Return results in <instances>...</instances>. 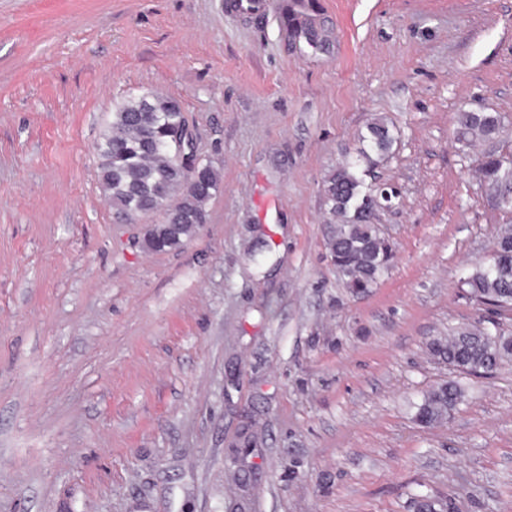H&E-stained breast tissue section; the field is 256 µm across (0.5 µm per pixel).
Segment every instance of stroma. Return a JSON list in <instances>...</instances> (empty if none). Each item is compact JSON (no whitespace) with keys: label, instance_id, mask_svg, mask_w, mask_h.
Segmentation results:
<instances>
[{"label":"stroma","instance_id":"1","mask_svg":"<svg viewBox=\"0 0 512 512\" xmlns=\"http://www.w3.org/2000/svg\"><path fill=\"white\" fill-rule=\"evenodd\" d=\"M0 0V512H512V365L455 378L427 345L478 321L459 286L499 225L476 169L512 158V0H316L327 50L293 53L281 0ZM179 101L221 169L175 250L117 223L95 146L115 102ZM497 112L491 143L458 116ZM397 191L370 292L343 288L325 182ZM363 141H368L371 149L384 153L390 149L394 142V136L383 121L372 122L367 127V136H362ZM465 389L454 379H448L430 388L417 405L415 420L424 427L445 423L465 400Z\"/></svg>","mask_w":512,"mask_h":512}]
</instances>
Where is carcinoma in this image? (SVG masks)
Wrapping results in <instances>:
<instances>
[{"label": "carcinoma", "instance_id": "obj_1", "mask_svg": "<svg viewBox=\"0 0 512 512\" xmlns=\"http://www.w3.org/2000/svg\"><path fill=\"white\" fill-rule=\"evenodd\" d=\"M285 41L322 49L328 35L315 26L309 0H284ZM458 139L493 140L502 132L497 112H463L458 117ZM188 127L181 106L163 95L148 92L113 106L111 120L95 147L101 186L121 222L142 218L147 224L143 248L164 252L179 248L206 221L205 203L220 189L218 169L208 161L190 174L179 163L174 140ZM371 149L384 153L394 136L378 120L367 127ZM348 162L326 180L325 192L334 221L329 241L331 259L347 290L364 293L388 274L396 248L371 222L375 201L363 190ZM480 180L495 200V208L512 215V161L493 152L478 167ZM470 298L500 312L512 311V224L499 228L494 250L476 263L461 282ZM430 355L459 373L482 376L512 361V336L481 325L452 329L428 344ZM465 389L448 379L430 388L417 405L415 420L424 427L445 423L465 400ZM414 512H450L451 502L431 496L414 500Z\"/></svg>", "mask_w": 512, "mask_h": 512}]
</instances>
